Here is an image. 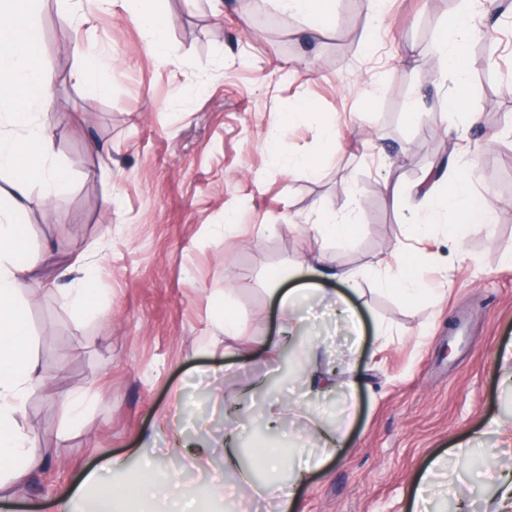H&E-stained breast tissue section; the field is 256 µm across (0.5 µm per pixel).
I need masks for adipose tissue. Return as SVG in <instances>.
<instances>
[{
    "instance_id": "1",
    "label": "adipose tissue",
    "mask_w": 512,
    "mask_h": 512,
    "mask_svg": "<svg viewBox=\"0 0 512 512\" xmlns=\"http://www.w3.org/2000/svg\"><path fill=\"white\" fill-rule=\"evenodd\" d=\"M35 4L36 0H0V105L5 108L0 114V171L14 172L17 192L36 183L51 198L68 190L70 177L54 163L51 138L38 121L40 114L49 112L52 93L41 72L42 45L30 19ZM444 202L466 216L465 223L451 230L459 241L491 216L490 202L473 196L464 177L456 178ZM303 275V270H293L291 276L299 284L280 298L287 330L300 328L295 308L312 296L333 298L337 313H349V300L335 288L334 274L315 271L311 282ZM43 280L28 258L24 227L15 210L0 206V476L17 488L28 481L40 460L23 425L25 401L30 392L46 386L32 364L28 321L19 297ZM106 471V476L92 473L85 480L87 487L98 491L95 512H127L130 499L156 506L157 512H200L195 501L170 499L150 468L129 475L123 460L116 458Z\"/></svg>"
}]
</instances>
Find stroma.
I'll list each match as a JSON object with an SVG mask.
<instances>
[{"label":"stroma","instance_id":"35a3bbf8","mask_svg":"<svg viewBox=\"0 0 512 512\" xmlns=\"http://www.w3.org/2000/svg\"><path fill=\"white\" fill-rule=\"evenodd\" d=\"M170 18L168 53L150 50L131 17V0H40L34 13L49 38L42 72L52 88L49 133L71 190L46 199L29 187L20 216L39 268L106 267L97 312L78 314L54 291L23 294L33 361L49 385L31 394L25 422L46 461L19 494L0 489V512H57L59 499L92 512L86 475L113 458L130 470L151 465L175 496L237 512L224 466L229 429L252 460L256 444L280 452L320 447L313 422L344 434L341 448L299 488L295 512H412L429 461L491 419L512 420V388L497 362L512 347V9L475 11L471 0H335L336 19L319 25L285 14L272 0H160ZM272 18L263 27L257 14ZM470 14L461 75L441 63L450 23ZM106 52L109 65L87 73L75 46ZM108 85L105 94L94 84ZM505 113L491 120L487 103ZM296 113L282 129L284 113ZM482 121L470 125L468 113ZM336 124L342 148L326 147ZM322 160L313 178L290 174L285 153ZM439 170V192L419 205L416 190ZM492 207L490 224L462 243L463 223L442 195L456 173ZM400 189L387 194L384 180ZM425 211L430 227L412 220ZM349 216L348 242L331 244L319 224ZM407 246L422 287L412 301L388 290L381 261ZM329 266L351 273L354 320L305 322V339H328L348 372L330 398L301 402L281 376L283 363L261 349L279 337L276 291L288 268ZM237 333L224 335L218 314ZM85 390L82 420L66 423L61 390ZM181 427L207 442L201 468L172 454L156 435V414L174 395ZM292 407L281 431L228 406ZM512 442L487 434L466 457H449L453 494L429 492V512H491L500 473L484 448Z\"/></svg>","mask_w":512,"mask_h":512}]
</instances>
